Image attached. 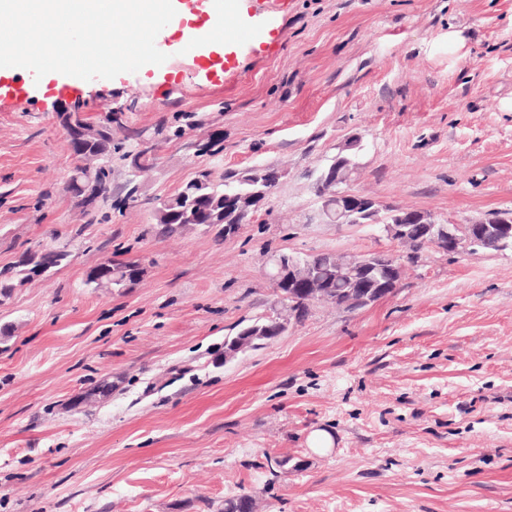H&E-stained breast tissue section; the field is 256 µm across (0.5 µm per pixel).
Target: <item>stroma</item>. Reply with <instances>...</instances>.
<instances>
[{"label": "stroma", "instance_id": "obj_1", "mask_svg": "<svg viewBox=\"0 0 512 512\" xmlns=\"http://www.w3.org/2000/svg\"><path fill=\"white\" fill-rule=\"evenodd\" d=\"M237 70L226 83L214 51L68 97L58 73H9L26 103L0 111V267L71 257L0 302V512H220L244 492L257 512H512V247L410 261L379 225L321 223L313 191L358 136L350 188L379 208L459 225L512 210V0H282ZM73 106L112 118L91 213L65 190ZM145 142L131 203L122 155ZM255 165L284 176L237 237L156 234L152 198ZM281 249L405 263L380 301L311 303L225 361L229 336L277 310L267 258ZM109 258L145 274L120 293L88 284ZM104 379L111 394L81 403ZM317 428L331 450L310 448Z\"/></svg>", "mask_w": 512, "mask_h": 512}]
</instances>
